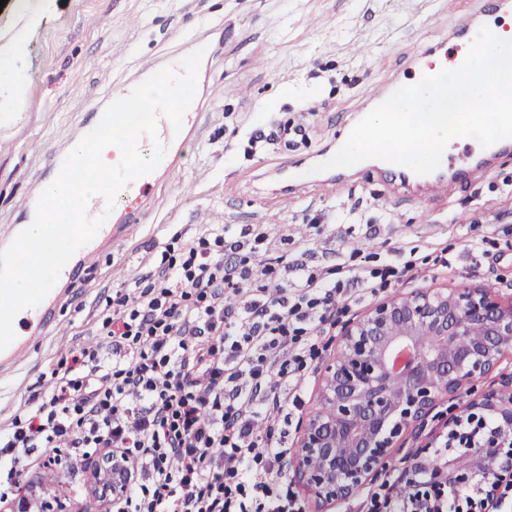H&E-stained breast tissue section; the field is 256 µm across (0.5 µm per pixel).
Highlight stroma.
I'll use <instances>...</instances> for the list:
<instances>
[{
    "mask_svg": "<svg viewBox=\"0 0 512 512\" xmlns=\"http://www.w3.org/2000/svg\"><path fill=\"white\" fill-rule=\"evenodd\" d=\"M475 6V0H45L13 87L0 95V229L23 223L50 159L66 155L118 85L142 81L148 69L198 46L206 52L195 139L181 165L158 182L154 199L138 200L144 219L132 237L114 242L82 287L67 289L47 336L11 371H0V429L56 358L98 343L99 314L116 286L136 294L152 255L181 232L223 225L236 233L260 224L270 255L301 257L317 276L349 281V298L337 306L319 358L301 374L300 406L288 421L268 425L286 432L292 447L316 407L342 324L419 289L467 282L512 295V151L493 158L473 182L452 176L439 197L378 178L373 160L344 170L342 182L320 172L305 188L283 191L288 164L335 154L370 112L371 86L407 80L413 50L447 36ZM288 120L305 125L306 141L285 147L253 136ZM386 264L404 268L402 278L365 288L363 278ZM499 385L496 377L476 379L461 397L441 401L405 437L387 471L335 512H367L368 494L393 481L447 417ZM34 477L78 512L70 484L86 481L85 471L64 459L26 466L23 480Z\"/></svg>",
    "mask_w": 512,
    "mask_h": 512,
    "instance_id": "1",
    "label": "stroma"
}]
</instances>
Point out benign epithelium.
Listing matches in <instances>:
<instances>
[{
  "instance_id": "obj_1",
  "label": "benign epithelium",
  "mask_w": 512,
  "mask_h": 512,
  "mask_svg": "<svg viewBox=\"0 0 512 512\" xmlns=\"http://www.w3.org/2000/svg\"><path fill=\"white\" fill-rule=\"evenodd\" d=\"M407 354L400 371L398 353ZM512 360V297L492 288L459 284L427 288L384 301L342 327L318 407L306 419L295 448L294 478L307 491L313 512H333L385 470L392 451L446 396L461 394L476 377H488ZM472 417L492 419L491 433L459 431L461 416L444 424L446 444L468 438L465 466L450 456L432 463L416 451L408 470L450 488L484 486L479 512H496L498 491L512 486V376L503 388L473 400ZM85 512H112L126 497L129 466L115 448L86 463ZM9 512H63L60 499L29 482L6 505Z\"/></svg>"
}]
</instances>
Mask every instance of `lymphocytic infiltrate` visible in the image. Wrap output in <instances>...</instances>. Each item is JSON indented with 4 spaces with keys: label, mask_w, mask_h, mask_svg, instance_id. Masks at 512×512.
Segmentation results:
<instances>
[{
    "label": "lymphocytic infiltrate",
    "mask_w": 512,
    "mask_h": 512,
    "mask_svg": "<svg viewBox=\"0 0 512 512\" xmlns=\"http://www.w3.org/2000/svg\"><path fill=\"white\" fill-rule=\"evenodd\" d=\"M263 227L174 235L137 296L117 286L101 342L71 349L0 429V505L35 449L79 463L123 450L130 486L118 512H297L283 474L293 383L344 295L303 259L270 258ZM468 497L419 474L373 493L369 512H467Z\"/></svg>",
    "instance_id": "obj_1"
}]
</instances>
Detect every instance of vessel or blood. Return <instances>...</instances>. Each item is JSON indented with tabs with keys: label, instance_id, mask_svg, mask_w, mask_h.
<instances>
[{
	"label": "vessel or blood",
	"instance_id": "1",
	"mask_svg": "<svg viewBox=\"0 0 512 512\" xmlns=\"http://www.w3.org/2000/svg\"><path fill=\"white\" fill-rule=\"evenodd\" d=\"M511 7L512 0H479L476 12L462 18L449 34L448 40L453 45L452 50H444L439 44L419 48V74L433 73L434 61L443 58L449 59L451 68H458L463 63L468 48L480 27L496 28L500 14L507 12ZM196 119V110H188L184 117L182 132L177 135L174 134L166 118H159L158 135L167 148L166 155L153 173L138 178L122 191L117 198L118 203L123 204L137 197L149 196L161 177L173 174L186 136L193 131ZM140 221V211L133 209L127 212L125 224H104L95 238L83 246L63 268L59 277L60 283L69 288L77 287L79 272L86 270L91 261L98 257L106 246L121 239L126 224H137ZM55 299V293H48L39 305L22 310L16 315L14 319L16 337L7 349L0 351V360L10 362L20 360L29 353L35 337L46 335L50 310Z\"/></svg>",
	"mask_w": 512,
	"mask_h": 512
}]
</instances>
